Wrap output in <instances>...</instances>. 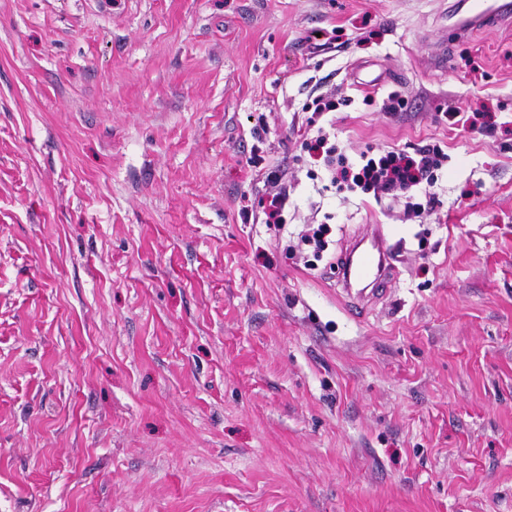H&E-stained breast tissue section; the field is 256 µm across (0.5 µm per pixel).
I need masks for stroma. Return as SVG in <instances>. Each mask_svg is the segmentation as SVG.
<instances>
[{
	"instance_id": "35a3bbf8",
	"label": "stroma",
	"mask_w": 512,
	"mask_h": 512,
	"mask_svg": "<svg viewBox=\"0 0 512 512\" xmlns=\"http://www.w3.org/2000/svg\"><path fill=\"white\" fill-rule=\"evenodd\" d=\"M447 5L0 0V512H512V26ZM320 96L439 205L329 186ZM330 233L329 225L318 224L299 238V246L311 248L316 258H322L329 245L328 237ZM340 272L343 289L352 300L351 312L353 314L364 312L370 297L384 291V288L378 287L389 278L392 272L386 236L381 227H377L372 236L361 241L353 251L344 253ZM370 284H373V289L369 294H363ZM351 288L359 289L353 293Z\"/></svg>"
}]
</instances>
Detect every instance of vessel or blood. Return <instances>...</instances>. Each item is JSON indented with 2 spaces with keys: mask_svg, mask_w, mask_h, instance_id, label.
I'll use <instances>...</instances> for the list:
<instances>
[{
  "mask_svg": "<svg viewBox=\"0 0 512 512\" xmlns=\"http://www.w3.org/2000/svg\"><path fill=\"white\" fill-rule=\"evenodd\" d=\"M458 7L461 14L452 26L456 36L512 19V0H458ZM387 255L386 236L379 228L353 251L345 253L340 272L344 288L352 292V313L364 312L369 300L365 293L368 286H380L389 278L391 268Z\"/></svg>",
  "mask_w": 512,
  "mask_h": 512,
  "instance_id": "vessel-or-blood-1",
  "label": "vessel or blood"
}]
</instances>
